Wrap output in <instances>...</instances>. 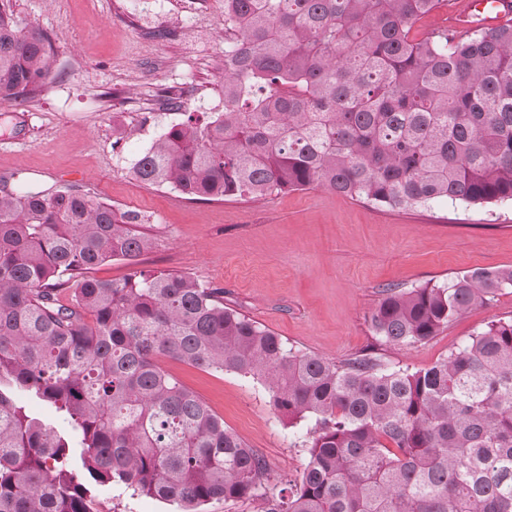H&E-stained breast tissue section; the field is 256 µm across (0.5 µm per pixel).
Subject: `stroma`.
Listing matches in <instances>:
<instances>
[{"label": "stroma", "instance_id": "stroma-1", "mask_svg": "<svg viewBox=\"0 0 512 512\" xmlns=\"http://www.w3.org/2000/svg\"><path fill=\"white\" fill-rule=\"evenodd\" d=\"M54 43L51 73L22 105L0 102V177L40 190L70 187L148 217L159 245L93 277L181 273L223 289L224 304L287 346L341 360L374 350L383 367L427 368L493 320L512 319V292L473 306L428 341L390 345L370 315L382 291L512 267V202L379 207L323 187L267 197L187 199L130 175L184 113L223 110L224 0H12ZM267 465L296 483L307 423L288 425L265 388L233 372L162 360ZM97 512H180L122 485L98 487Z\"/></svg>", "mask_w": 512, "mask_h": 512}]
</instances>
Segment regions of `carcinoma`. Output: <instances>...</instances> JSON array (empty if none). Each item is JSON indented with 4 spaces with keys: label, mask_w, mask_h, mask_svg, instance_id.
Instances as JSON below:
<instances>
[{
    "label": "carcinoma",
    "mask_w": 512,
    "mask_h": 512,
    "mask_svg": "<svg viewBox=\"0 0 512 512\" xmlns=\"http://www.w3.org/2000/svg\"><path fill=\"white\" fill-rule=\"evenodd\" d=\"M0 0V101L49 77L51 37ZM443 0H224V111L194 113L131 169L190 200L324 187L387 208L512 200V24L410 36ZM136 211L0 178V512H96L123 483L182 512L214 498L257 512H512V319L425 369L295 351L164 271L116 282L156 238ZM512 289V268L383 290V342L434 337ZM249 377L294 425L314 421L290 494L159 360ZM48 404L63 431L18 404Z\"/></svg>",
    "instance_id": "carcinoma-1"
}]
</instances>
